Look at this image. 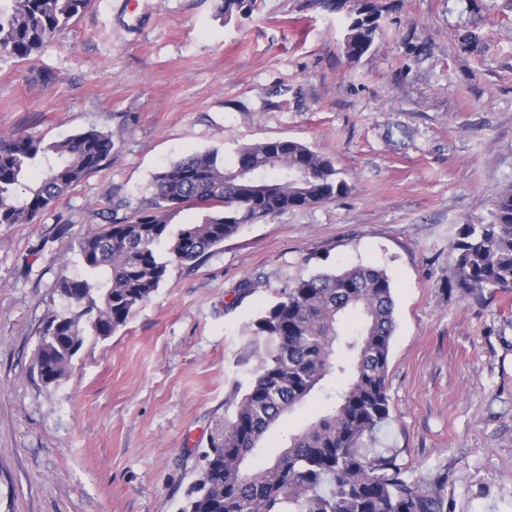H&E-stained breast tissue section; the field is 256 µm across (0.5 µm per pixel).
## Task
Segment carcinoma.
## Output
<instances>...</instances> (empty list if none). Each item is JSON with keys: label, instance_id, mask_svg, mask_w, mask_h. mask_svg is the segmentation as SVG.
I'll return each instance as SVG.
<instances>
[{"label": "carcinoma", "instance_id": "cac0c4a2", "mask_svg": "<svg viewBox=\"0 0 512 512\" xmlns=\"http://www.w3.org/2000/svg\"><path fill=\"white\" fill-rule=\"evenodd\" d=\"M90 0H0V59H27L64 30ZM257 0H220L224 17L247 18ZM347 25L344 48L359 60L372 47L388 6ZM97 130L47 143L33 135L0 136V224H30L112 155ZM55 165L36 168L40 155ZM348 190L333 162L293 140L237 149L233 167L215 151L193 153L159 172L153 207L109 223L77 242L83 267L56 286L36 347L33 373L45 387L72 368L84 337L106 339L124 326L165 280L171 265H195L242 226L331 201ZM196 209L195 224H171ZM456 287L475 297L512 291V185L492 196L491 221H468L452 245ZM393 286L370 265L301 278L252 324L261 342L252 382L235 388L215 421L208 449L178 512H448L445 477H412L387 449L366 447L389 418L387 370L395 330ZM346 376L338 389L335 373ZM327 413L288 437L271 462L255 455L266 432L310 397Z\"/></svg>", "mask_w": 512, "mask_h": 512}]
</instances>
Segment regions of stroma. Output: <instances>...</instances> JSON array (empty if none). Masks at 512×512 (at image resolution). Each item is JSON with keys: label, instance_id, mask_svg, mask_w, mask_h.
<instances>
[{"label": "stroma", "instance_id": "obj_1", "mask_svg": "<svg viewBox=\"0 0 512 512\" xmlns=\"http://www.w3.org/2000/svg\"><path fill=\"white\" fill-rule=\"evenodd\" d=\"M258 2L227 19L218 0H90L40 52L0 59V134L114 143L36 223L0 224V512H177L225 399L253 378V321L295 280L358 264L386 271L396 304L374 448L447 473L451 512H512V291L478 301L449 282L462 224L512 184V0H384L356 62L344 35L364 0ZM279 139L329 158L349 191L170 266L58 385L32 380L56 283L81 273L77 239L105 225L106 198L130 219L186 155L229 166ZM322 410L297 408L258 461Z\"/></svg>", "mask_w": 512, "mask_h": 512}]
</instances>
